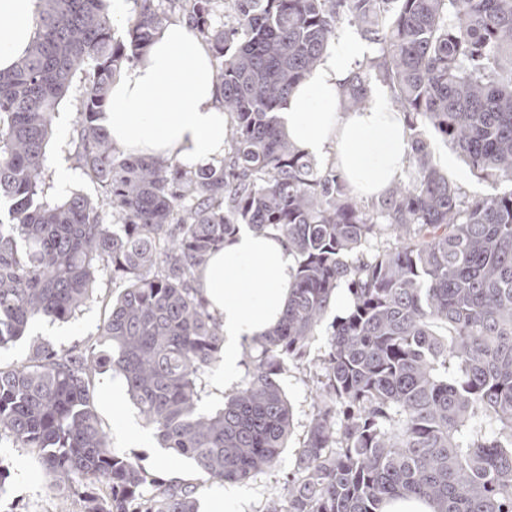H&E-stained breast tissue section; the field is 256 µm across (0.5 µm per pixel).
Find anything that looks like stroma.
I'll return each mask as SVG.
<instances>
[{
    "instance_id": "35a3bbf8",
    "label": "stroma",
    "mask_w": 512,
    "mask_h": 512,
    "mask_svg": "<svg viewBox=\"0 0 512 512\" xmlns=\"http://www.w3.org/2000/svg\"><path fill=\"white\" fill-rule=\"evenodd\" d=\"M82 86V79L74 80L53 119V133L48 144L51 165L45 187L52 199L63 198L75 191L92 197L99 193L96 184L82 174L73 159L71 139L81 107ZM427 140L438 166L467 197L512 190L510 183L495 184L473 175L438 134L428 133ZM62 170L70 174L64 183L56 178ZM119 290V284L112 282L111 278H102L93 301L75 318L55 322L34 321L27 337L0 348V367H13L24 362L29 354L30 340L37 336L49 340L58 350L96 341ZM281 383L293 408L292 436L277 466L245 484L208 479L189 460L173 457L159 448L151 428L130 401L124 382L118 375L109 371L96 372L91 390L99 423L115 454L136 460L158 478L192 488L200 512H211L212 503L225 497L231 498L236 512H260L265 501L279 491L285 476L293 472L296 450L303 441L312 412V376L304 366H289L281 377ZM53 484L52 474L44 469L35 449L18 448L7 440L0 442V512H82L80 492L69 490L62 493L56 491Z\"/></svg>"
}]
</instances>
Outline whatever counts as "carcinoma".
Listing matches in <instances>:
<instances>
[{
    "mask_svg": "<svg viewBox=\"0 0 512 512\" xmlns=\"http://www.w3.org/2000/svg\"><path fill=\"white\" fill-rule=\"evenodd\" d=\"M28 54L0 72V346L35 318L69 320L107 275L122 283L98 343L43 338L0 368V440L35 448L86 487L83 512H198L192 491L112 452L91 393L110 368L160 447L204 476L271 471L293 430L280 383L308 360L336 289L296 470L260 512H381L394 496L434 512H512V190L470 199L421 128L480 177L512 183V0H137L125 39L108 0H40ZM179 12L215 60L229 116L224 160L126 155L100 123L112 80ZM379 54L340 106L385 83L404 115L406 179L369 204L334 164L296 148L277 112L322 62L342 21ZM84 77L74 158L101 188L49 199L52 122ZM272 231L296 261L279 323L253 340L244 384L201 408L224 325L197 275L239 225ZM350 304V293L346 288H339L336 291V308H331L328 316L326 317L322 329L319 333V336L316 338V341L313 343L311 347V356L310 358H314L317 360L318 356H321L324 352V345L326 342L327 330H329V326L333 319L342 314Z\"/></svg>",
    "mask_w": 512,
    "mask_h": 512,
    "instance_id": "carcinoma-1",
    "label": "carcinoma"
}]
</instances>
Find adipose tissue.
Wrapping results in <instances>:
<instances>
[{
	"mask_svg": "<svg viewBox=\"0 0 512 512\" xmlns=\"http://www.w3.org/2000/svg\"><path fill=\"white\" fill-rule=\"evenodd\" d=\"M39 0H0V71L11 70L35 36ZM368 44L343 32L322 64L288 99L280 119L304 154L333 149V162L354 194L381 196L406 167L404 121L385 87H372L359 112L339 107ZM228 116L216 98L215 62L186 21L165 24L146 53L111 86L105 126L125 153L176 158L188 168L222 158ZM283 239L240 226L199 271L211 311L224 320V374L235 372L242 343L281 319L295 273Z\"/></svg>",
	"mask_w": 512,
	"mask_h": 512,
	"instance_id": "adipose-tissue-1",
	"label": "adipose tissue"
}]
</instances>
